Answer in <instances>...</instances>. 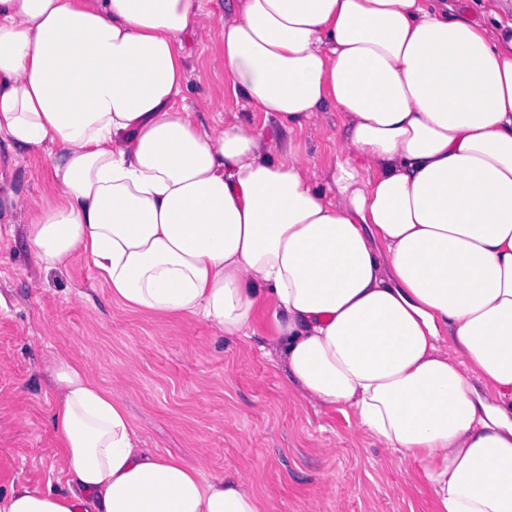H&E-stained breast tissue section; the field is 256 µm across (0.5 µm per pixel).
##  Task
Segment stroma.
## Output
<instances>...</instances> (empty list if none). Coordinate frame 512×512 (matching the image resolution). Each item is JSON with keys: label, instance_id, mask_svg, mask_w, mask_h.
<instances>
[{"label": "stroma", "instance_id": "stroma-1", "mask_svg": "<svg viewBox=\"0 0 512 512\" xmlns=\"http://www.w3.org/2000/svg\"><path fill=\"white\" fill-rule=\"evenodd\" d=\"M184 103L200 120L247 111L224 78L215 45L190 46ZM27 196L51 195L49 161L36 152L13 167ZM209 324L149 318L111 300L83 253L62 270L31 256L22 235L0 236V489L11 481L60 489L46 362L79 357L128 409L149 447L209 474L233 473L277 512H437L415 463L367 437L353 417L316 409L288 390L263 350Z\"/></svg>", "mask_w": 512, "mask_h": 512}]
</instances>
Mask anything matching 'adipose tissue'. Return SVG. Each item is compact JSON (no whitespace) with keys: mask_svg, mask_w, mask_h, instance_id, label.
Wrapping results in <instances>:
<instances>
[{"mask_svg":"<svg viewBox=\"0 0 512 512\" xmlns=\"http://www.w3.org/2000/svg\"><path fill=\"white\" fill-rule=\"evenodd\" d=\"M0 0V140L53 188L0 203L37 264L83 252L111 297L227 336L270 325L303 403L417 462L438 512H512V21L457 0ZM224 49L240 113L178 99L188 40ZM344 115L319 168L298 136ZM66 488L0 512H276L253 484L149 448L53 354Z\"/></svg>","mask_w":512,"mask_h":512,"instance_id":"1","label":"adipose tissue"}]
</instances>
